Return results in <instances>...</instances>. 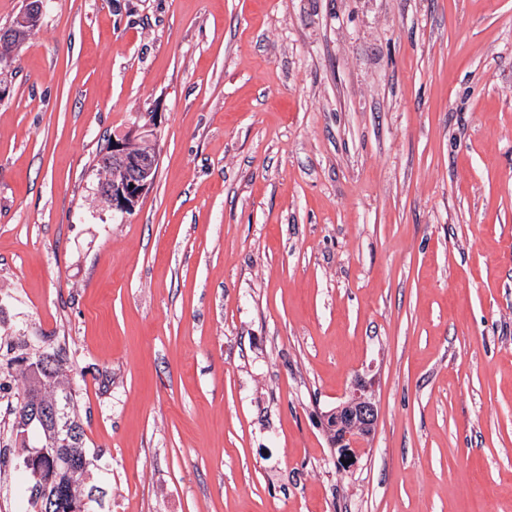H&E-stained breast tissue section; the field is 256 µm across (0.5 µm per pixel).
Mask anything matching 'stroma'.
I'll list each match as a JSON object with an SVG mask.
<instances>
[{
  "instance_id": "1",
  "label": "stroma",
  "mask_w": 512,
  "mask_h": 512,
  "mask_svg": "<svg viewBox=\"0 0 512 512\" xmlns=\"http://www.w3.org/2000/svg\"><path fill=\"white\" fill-rule=\"evenodd\" d=\"M160 113L153 190L99 196ZM104 512H512V0H47L0 65V337ZM379 420L338 463L358 379ZM378 418V406L365 382L358 383L346 401L326 412L324 427L331 447L337 450L338 462L348 467L358 462L366 450L363 442L374 433Z\"/></svg>"
}]
</instances>
